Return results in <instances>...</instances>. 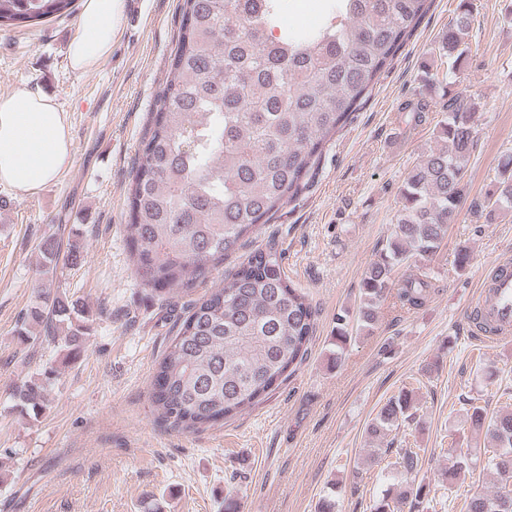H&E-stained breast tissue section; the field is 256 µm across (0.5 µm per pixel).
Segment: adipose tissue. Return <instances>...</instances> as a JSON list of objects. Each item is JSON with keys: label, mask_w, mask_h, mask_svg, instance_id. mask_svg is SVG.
Segmentation results:
<instances>
[{"label": "adipose tissue", "mask_w": 512, "mask_h": 512, "mask_svg": "<svg viewBox=\"0 0 512 512\" xmlns=\"http://www.w3.org/2000/svg\"><path fill=\"white\" fill-rule=\"evenodd\" d=\"M122 0H83L79 32L68 47L72 70L98 66L112 50ZM73 158L66 114L43 94L0 96V186L26 195L55 181Z\"/></svg>", "instance_id": "ef3b65f1"}]
</instances>
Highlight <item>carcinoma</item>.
Segmentation results:
<instances>
[{
    "label": "carcinoma",
    "mask_w": 512,
    "mask_h": 512,
    "mask_svg": "<svg viewBox=\"0 0 512 512\" xmlns=\"http://www.w3.org/2000/svg\"><path fill=\"white\" fill-rule=\"evenodd\" d=\"M74 0H0V29L71 15ZM431 0H326L322 26L297 35L278 30L279 0L261 14L245 0H183L177 47L159 94L153 126L128 192V242L136 275L165 298L189 297L187 314L153 374L149 396L157 418L174 430L215 426L255 405L288 379L305 358L317 312L289 281L281 257L258 249L232 274L215 279L224 257L267 223L304 186L326 143L345 127L372 86L427 14ZM470 3L440 37L433 55L443 79L457 75L468 52ZM428 104L407 103V123L424 121ZM476 103L457 95L434 127L435 146L408 172L385 248L361 281L357 316L336 315V362L353 328L369 330L381 302L422 307L431 282L394 284L395 267L439 249L464 200L463 179L475 142ZM499 177L471 205L487 224L512 208V155ZM41 266L53 281L58 265L84 261L77 240L49 236L39 244ZM89 326L84 306L45 287L23 318L22 342L61 341L63 362L80 357ZM55 370L22 381L13 397L41 410ZM413 390L402 388L380 408L366 432L385 445L415 419ZM471 424L484 431L487 467L500 486L493 495L455 494L459 512H512V412L485 416L471 406ZM419 448H399L390 463L406 484L373 501L370 512H416L430 484L417 481Z\"/></svg>",
    "instance_id": "obj_1"
}]
</instances>
